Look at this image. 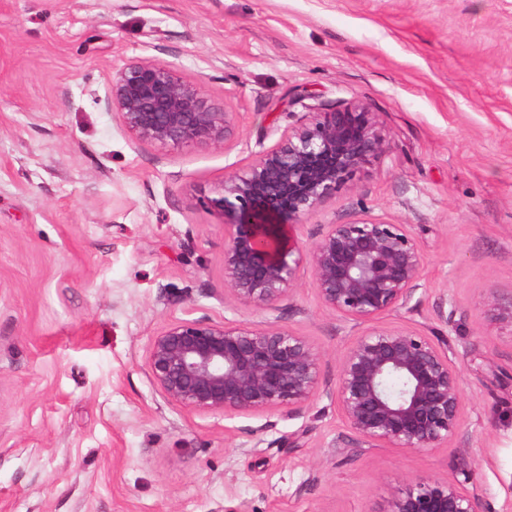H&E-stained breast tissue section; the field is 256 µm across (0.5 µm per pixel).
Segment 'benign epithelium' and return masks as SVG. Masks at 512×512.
I'll return each mask as SVG.
<instances>
[{"instance_id":"benign-epithelium-1","label":"benign epithelium","mask_w":512,"mask_h":512,"mask_svg":"<svg viewBox=\"0 0 512 512\" xmlns=\"http://www.w3.org/2000/svg\"><path fill=\"white\" fill-rule=\"evenodd\" d=\"M142 142L162 148L219 147L235 132L232 112L208 103L197 82L154 60L125 65L104 99ZM389 143L371 113L356 104L313 112L245 169L226 177L209 199L224 224L225 290L238 302L268 309L294 286L303 264L327 310L356 322L411 302L424 268L410 224L354 217L326 225L308 247L295 228ZM495 320L512 327V298L493 295ZM458 352L409 326L372 327L342 354L334 398L350 436L330 448L425 451L452 440L461 426ZM322 354L306 337L276 323L216 324L205 318L166 326L148 346L146 365L170 402L200 413L297 412L318 391ZM466 480L403 478L388 512H480Z\"/></svg>"}]
</instances>
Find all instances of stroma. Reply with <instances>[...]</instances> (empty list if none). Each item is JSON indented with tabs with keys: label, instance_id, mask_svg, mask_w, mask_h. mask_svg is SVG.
Wrapping results in <instances>:
<instances>
[{
	"label": "stroma",
	"instance_id": "stroma-1",
	"mask_svg": "<svg viewBox=\"0 0 512 512\" xmlns=\"http://www.w3.org/2000/svg\"><path fill=\"white\" fill-rule=\"evenodd\" d=\"M176 65L235 113L217 148L139 141L102 97L137 60ZM350 103L390 145L296 230L355 214L413 225L407 325L455 349L461 429L424 452L347 448L333 399L362 325L325 309L309 267L275 308L224 286L208 208L309 113ZM512 0H0V512H386L401 478L468 470L512 512ZM456 316L446 326L441 301ZM277 323L322 353L300 412L199 414L146 365L180 319Z\"/></svg>",
	"mask_w": 512,
	"mask_h": 512
}]
</instances>
